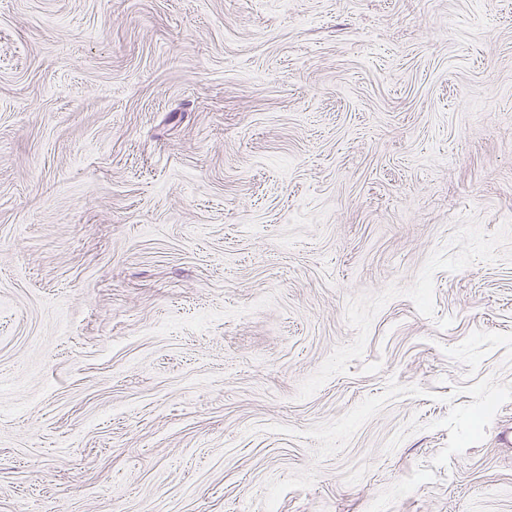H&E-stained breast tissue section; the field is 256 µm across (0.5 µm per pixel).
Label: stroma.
I'll use <instances>...</instances> for the list:
<instances>
[{"instance_id": "35a3bbf8", "label": "stroma", "mask_w": 512, "mask_h": 512, "mask_svg": "<svg viewBox=\"0 0 512 512\" xmlns=\"http://www.w3.org/2000/svg\"><path fill=\"white\" fill-rule=\"evenodd\" d=\"M512 512V0H0V512Z\"/></svg>"}]
</instances>
